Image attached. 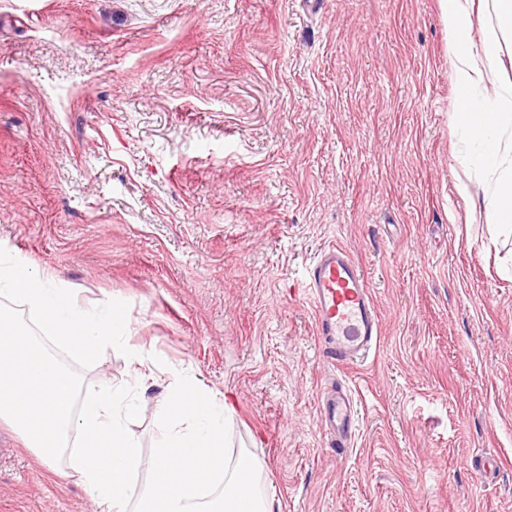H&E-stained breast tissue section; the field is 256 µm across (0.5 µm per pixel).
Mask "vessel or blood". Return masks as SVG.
<instances>
[{"mask_svg": "<svg viewBox=\"0 0 512 512\" xmlns=\"http://www.w3.org/2000/svg\"><path fill=\"white\" fill-rule=\"evenodd\" d=\"M303 291L313 308L323 354L332 365L349 367L377 345L381 327L371 288L347 249L322 248L308 267ZM322 398L321 422L332 432L336 452L346 453L355 429L352 401L333 388Z\"/></svg>", "mask_w": 512, "mask_h": 512, "instance_id": "obj_1", "label": "vessel or blood"}]
</instances>
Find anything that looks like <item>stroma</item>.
Returning a JSON list of instances; mask_svg holds the SVG:
<instances>
[{
    "label": "stroma",
    "instance_id": "35a3bbf8",
    "mask_svg": "<svg viewBox=\"0 0 512 512\" xmlns=\"http://www.w3.org/2000/svg\"><path fill=\"white\" fill-rule=\"evenodd\" d=\"M439 0H0V246L234 402L275 512H512V234L467 166ZM365 271L379 345L323 357L318 250ZM116 350L84 383L128 381ZM358 404L342 455L319 420ZM166 382H146L138 482ZM0 512H96L0 424Z\"/></svg>",
    "mask_w": 512,
    "mask_h": 512
}]
</instances>
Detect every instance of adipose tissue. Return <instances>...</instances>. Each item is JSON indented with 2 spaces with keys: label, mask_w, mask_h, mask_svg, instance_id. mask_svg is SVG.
<instances>
[{
  "label": "adipose tissue",
  "mask_w": 512,
  "mask_h": 512,
  "mask_svg": "<svg viewBox=\"0 0 512 512\" xmlns=\"http://www.w3.org/2000/svg\"><path fill=\"white\" fill-rule=\"evenodd\" d=\"M475 0H440L441 16L452 36L455 77L461 89L453 121L467 135L477 162L492 177L490 205L495 225H512V82L498 79L495 65L512 36V0H492L495 22L486 30L481 52L471 45ZM493 84L490 103L478 88Z\"/></svg>",
  "instance_id": "1"
}]
</instances>
